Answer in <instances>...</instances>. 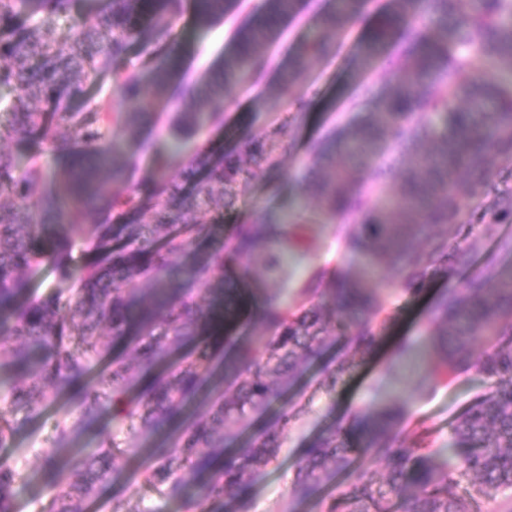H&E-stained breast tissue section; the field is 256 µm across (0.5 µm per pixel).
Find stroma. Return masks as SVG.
Returning a JSON list of instances; mask_svg holds the SVG:
<instances>
[{"label":"stroma","mask_w":512,"mask_h":512,"mask_svg":"<svg viewBox=\"0 0 512 512\" xmlns=\"http://www.w3.org/2000/svg\"><path fill=\"white\" fill-rule=\"evenodd\" d=\"M331 5L332 0H303L299 15L283 25L280 38L270 47V64L262 80L254 85L229 87L223 99L217 100V107L224 110L223 128L204 129L185 145L189 152L202 142L216 146L225 142L228 133L242 128L257 137L267 136L272 130L278 133L275 168L250 163L249 186L234 197L231 209L225 211L224 226L241 223L256 212L280 217L292 210V201L273 190V181H282L292 189L299 186L308 173L310 144L326 137L340 123L356 121L361 111L370 107L372 92L380 90L390 79L389 72L383 69L369 73L362 87L350 79L353 60L367 31L394 7L392 0H368L362 19L335 33V53L299 74L289 89H282L280 72L289 54L311 34L317 17ZM193 26L194 11L189 8L180 27L174 28L173 39L180 43L185 37H193L195 53L187 62L185 79L197 83L206 76L211 63L228 49L234 24L228 21L199 33L194 32ZM298 103L308 107L306 119L300 124L292 120ZM320 212L316 201H308V220L297 228L299 257L288 270L287 283L291 288H300L312 268L347 272L359 269L357 257L339 248L336 225L322 223ZM447 285L446 279L435 278L417 296L394 298L396 315L383 329L378 346L345 376L336 390L326 387L323 366L335 364L340 344L331 345L321 362L305 371L289 394L296 418L287 431L277 462L256 476L249 512H278L280 504L291 497L285 477L294 474L304 445L342 415L399 401L406 405L409 427L426 431L436 446L447 447L455 416L475 394L488 391V384L463 375L450 384L423 389L418 385L420 377L433 370L428 357L411 363H395L390 358V350L399 339H407L420 349L428 343V307L434 295ZM61 415L59 405H52L15 433L10 453L18 459L21 473L16 512L38 510L37 500L42 495L38 463L51 450L48 438Z\"/></svg>","instance_id":"35a3bbf8"}]
</instances>
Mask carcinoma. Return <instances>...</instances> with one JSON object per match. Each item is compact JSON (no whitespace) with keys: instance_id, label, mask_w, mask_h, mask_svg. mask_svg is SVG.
Segmentation results:
<instances>
[{"instance_id":"cac0c4a2","label":"carcinoma","mask_w":512,"mask_h":512,"mask_svg":"<svg viewBox=\"0 0 512 512\" xmlns=\"http://www.w3.org/2000/svg\"><path fill=\"white\" fill-rule=\"evenodd\" d=\"M193 2L200 28L242 6ZM397 2L401 8L371 32L356 63L361 80L390 65V82L362 119L312 145L309 174L294 198L298 206L318 199L325 220L343 225L342 245L361 257L360 273L335 281L321 270L296 298L285 287L266 295L256 320L267 335L226 357L230 320L213 322L196 286L223 290L227 266L246 259L281 276L296 247L295 225L285 215L226 231L189 217L227 209L224 188L249 184L244 158L275 167L271 145L245 134L186 164L176 150L156 153L151 193L141 196L134 185L118 200L100 187L131 183L135 156L151 150L142 129L159 103L175 112L169 134L177 144L222 124L215 98L263 77L266 48L302 0H262L236 26L231 50L203 85L184 82V54L171 43L186 0H0V112L8 115L0 122V367L11 372L0 390L7 408L0 411V449L50 404L67 407L54 425L56 452L42 458L50 499L38 512H85L107 484L109 512H128L132 479L168 501L184 500L193 484L199 512L245 504L253 474L278 459L294 414L282 404L274 427L235 448L242 422L270 410L329 335L343 339L352 359L332 373L336 388L378 343L392 295L420 293L431 273L451 278L470 269L476 241L512 224V195L481 214L471 206L487 194L490 158L512 162V0H427L426 26L413 22L417 0ZM365 6L334 0L291 56L282 85L331 54L327 31L343 30ZM75 10L59 32L57 20ZM62 41L71 42V53L56 48ZM135 49L149 58L150 96L143 74L130 67ZM114 97L128 108L112 110ZM418 111L439 115L441 124L412 122ZM11 140L35 147L24 170L4 149ZM387 143L400 148L389 189L367 184ZM43 145L64 160L52 176L39 164ZM154 208L156 221L143 223ZM451 229L467 231L452 250ZM43 265L56 284L40 293L31 275ZM382 272L386 291L366 286ZM430 316L438 377L420 385L467 372L492 383L454 420L452 460L423 432L403 426L405 407L392 402L308 441L292 498L309 499L333 471L344 482L327 512H482L481 504L500 496L502 512H512V264L490 258L461 285L448 284ZM478 339L485 348L477 354ZM118 342L133 345L135 365L109 358ZM106 419L156 444L120 448ZM87 432L99 436L94 447L60 454ZM367 457L381 461L382 483ZM19 478L18 460L0 454V512H15Z\"/></svg>"}]
</instances>
